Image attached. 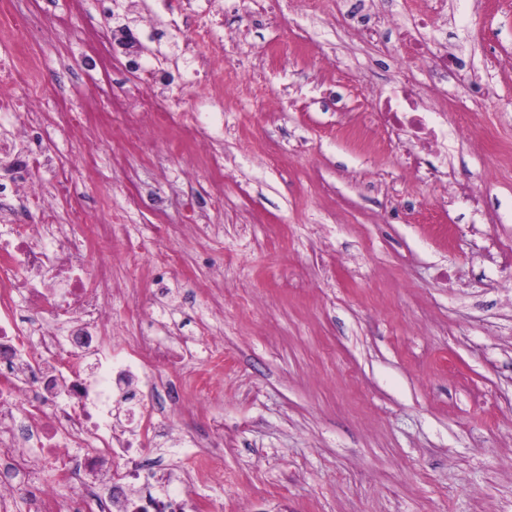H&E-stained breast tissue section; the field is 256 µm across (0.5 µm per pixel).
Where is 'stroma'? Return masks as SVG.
Wrapping results in <instances>:
<instances>
[{
  "instance_id": "35a3bbf8",
  "label": "stroma",
  "mask_w": 512,
  "mask_h": 512,
  "mask_svg": "<svg viewBox=\"0 0 512 512\" xmlns=\"http://www.w3.org/2000/svg\"><path fill=\"white\" fill-rule=\"evenodd\" d=\"M234 47L216 101L188 84L189 31L177 0H122L147 48L152 97L202 112L198 162L176 111L145 149L119 125L87 176L60 193L112 223V310L129 338L150 332L183 380L144 467L163 490L211 512H512V0H318V14L258 23L261 0H211ZM111 0H40L32 49L46 117L98 85L128 104L140 79L113 54L111 75L61 74L82 28L108 31ZM429 14L432 46L475 84L415 67L426 106L447 112L444 148L395 139L355 152L344 129L372 121L370 93L395 94L401 28ZM67 14L68 27L54 26ZM380 25L376 41L367 27ZM265 94L242 91V73ZM421 162L408 164L409 154ZM169 226L180 261H122L130 241ZM210 374L221 391L201 395ZM217 452L221 477L193 464Z\"/></svg>"
}]
</instances>
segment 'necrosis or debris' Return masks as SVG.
Segmentation results:
<instances>
[{
	"mask_svg": "<svg viewBox=\"0 0 512 512\" xmlns=\"http://www.w3.org/2000/svg\"><path fill=\"white\" fill-rule=\"evenodd\" d=\"M177 20L192 25L189 66L205 75L210 98L222 99L224 61L209 53L224 39L221 20L194 0H182ZM427 27L421 18L402 34L401 63L454 71L455 58L433 54ZM376 117L394 136L408 131L423 144L447 137L440 116L415 106H389ZM0 123L30 133L25 142L0 135V457L30 483L35 512H166V501L147 495L132 502L127 489L140 479L139 458L158 435L157 387L145 381L147 365L170 352L143 335L129 349L113 348L112 265L102 226L82 207L59 212L43 191L45 171L66 191L95 145L81 143L74 159L60 158L37 135L44 120L31 96L1 98ZM18 198L34 212L33 223H16ZM114 401L139 405L137 437L113 423ZM102 460L114 464L104 497L93 485Z\"/></svg>",
	"mask_w": 512,
	"mask_h": 512,
	"instance_id": "obj_1",
	"label": "necrosis or debris"
}]
</instances>
